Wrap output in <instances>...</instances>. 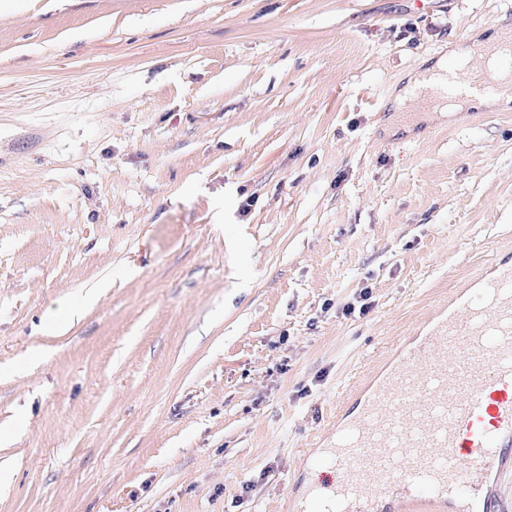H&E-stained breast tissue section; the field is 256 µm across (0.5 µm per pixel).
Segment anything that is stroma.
I'll list each match as a JSON object with an SVG mask.
<instances>
[{"label": "stroma", "instance_id": "obj_1", "mask_svg": "<svg viewBox=\"0 0 512 512\" xmlns=\"http://www.w3.org/2000/svg\"><path fill=\"white\" fill-rule=\"evenodd\" d=\"M506 23L0 0V512H288L321 483L346 389L512 247V106L412 92Z\"/></svg>", "mask_w": 512, "mask_h": 512}]
</instances>
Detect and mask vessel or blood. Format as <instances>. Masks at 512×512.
Segmentation results:
<instances>
[{
    "instance_id": "vessel-or-blood-1",
    "label": "vessel or blood",
    "mask_w": 512,
    "mask_h": 512,
    "mask_svg": "<svg viewBox=\"0 0 512 512\" xmlns=\"http://www.w3.org/2000/svg\"><path fill=\"white\" fill-rule=\"evenodd\" d=\"M476 89L512 91V28L480 71L433 73L421 96L451 101ZM490 274L426 336L371 376L351 412L311 463L340 472L329 489L308 486L298 512H512L489 494V475L512 472V258L495 256Z\"/></svg>"
}]
</instances>
